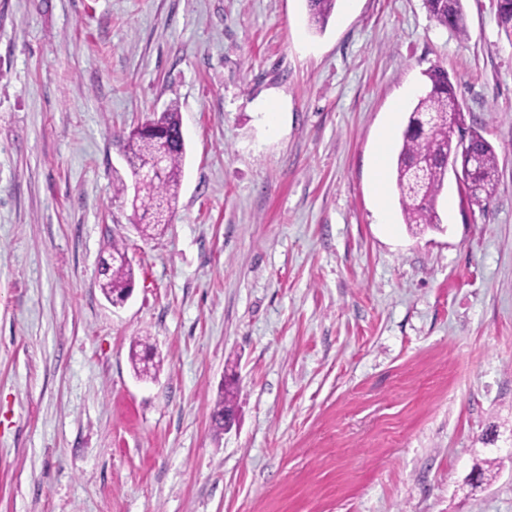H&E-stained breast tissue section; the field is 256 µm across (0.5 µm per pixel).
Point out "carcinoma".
Segmentation results:
<instances>
[{
	"label": "carcinoma",
	"instance_id": "1",
	"mask_svg": "<svg viewBox=\"0 0 512 512\" xmlns=\"http://www.w3.org/2000/svg\"><path fill=\"white\" fill-rule=\"evenodd\" d=\"M311 29L324 30L337 0H307ZM430 17L441 27L466 39L469 31L464 0H424ZM497 18L505 35L512 38V0H496ZM427 91L418 97L407 119L401 149L394 175L399 193L403 223L425 228L439 227L436 209L438 196L448 176V155L456 147L453 130L468 136L471 149L478 155L477 168L469 174L465 185L469 201L483 208L492 200L497 188V158L493 146L477 128L466 123L464 107L459 101L448 72L434 68L426 72ZM163 131L166 138L156 140L134 131L123 143L124 153L132 160H145L163 150L164 161L160 172L149 179L134 181L132 200L134 215L139 217L136 230L143 237H151L164 230L175 209L186 153L178 106L172 104L150 119ZM99 287L110 301L125 299L134 286V269L126 248L112 241L109 258H103L98 267ZM135 373L141 378H152L160 369L153 362V347L136 341L130 349ZM236 381H230L221 390L211 411L214 427L224 429V413L235 409Z\"/></svg>",
	"mask_w": 512,
	"mask_h": 512
}]
</instances>
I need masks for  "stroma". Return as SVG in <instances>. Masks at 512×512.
Instances as JSON below:
<instances>
[{
    "label": "stroma",
    "instance_id": "35a3bbf8",
    "mask_svg": "<svg viewBox=\"0 0 512 512\" xmlns=\"http://www.w3.org/2000/svg\"><path fill=\"white\" fill-rule=\"evenodd\" d=\"M464 6L465 40L423 0H337L320 34L307 0H0V512H512V42ZM435 66L497 189L449 180L415 232L390 183L378 223L372 161ZM172 103L178 205L145 239L122 138ZM109 259L103 258L98 267L99 287L111 302L125 299L134 286V269L126 248L112 239ZM138 347L143 348L142 353L137 350ZM130 358L135 373L141 378H152L156 376L157 372L160 369L159 362H153V347L146 343H141L139 340L135 341L132 344V347L130 349ZM235 385L236 381L233 379L221 390L219 398L216 400L211 411V421L218 431L224 430V412L230 413L235 409L237 392Z\"/></svg>",
    "mask_w": 512,
    "mask_h": 512
}]
</instances>
